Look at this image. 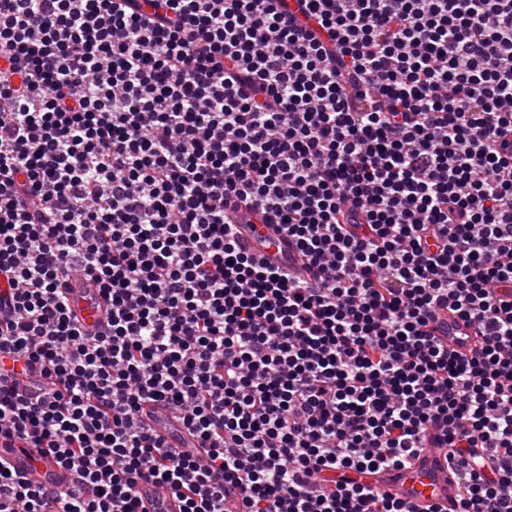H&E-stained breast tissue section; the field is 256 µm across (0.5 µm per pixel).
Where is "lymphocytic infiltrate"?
<instances>
[{"mask_svg":"<svg viewBox=\"0 0 512 512\" xmlns=\"http://www.w3.org/2000/svg\"><path fill=\"white\" fill-rule=\"evenodd\" d=\"M502 289L512 0H0V448L73 476L0 464V512H140L150 480L180 512H412L366 477L429 438L456 512H512ZM227 215L242 230L244 239L249 243L251 252L256 258H271L273 262L292 264L298 261V253L294 243L286 236H270L265 224H238L248 220L253 222V216L248 215L243 208L238 210L228 208ZM269 237V238H268ZM266 242V244H264ZM68 297L77 317L86 325L102 328L105 325V303L95 288H85L80 280H68ZM435 325L439 328L438 336L448 342L450 348L466 352L474 348L476 344V328L473 324L440 310L437 313ZM31 448H14L9 454L12 467L30 483L45 487H58L68 482L70 475L51 457L34 461Z\"/></svg>","mask_w":512,"mask_h":512,"instance_id":"f902f5d3","label":"lymphocytic infiltrate"}]
</instances>
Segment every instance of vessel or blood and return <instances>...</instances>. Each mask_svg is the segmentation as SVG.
Returning a JSON list of instances; mask_svg holds the SVG:
<instances>
[{"label":"vessel or blood","mask_w":512,"mask_h":512,"mask_svg":"<svg viewBox=\"0 0 512 512\" xmlns=\"http://www.w3.org/2000/svg\"><path fill=\"white\" fill-rule=\"evenodd\" d=\"M230 216L234 223L240 224L242 235L256 258H268L284 264L297 261L296 247L287 237L270 235L265 225L250 223L244 210H231ZM68 297L75 314L83 323L104 327L105 303L96 289L83 287L80 281L75 280L71 283ZM436 325L439 336L449 347L461 352L474 348L476 328L473 324L442 310L437 314ZM9 460L20 475L35 485L57 487L70 478L69 473L52 458L36 460L28 450L13 449ZM369 481L380 492L412 505L415 512H429L434 506L440 512H453L461 487L457 475L434 448L426 449L411 466L370 475ZM140 492L148 512H179L178 500L170 495H160L154 484H142Z\"/></svg>","instance_id":"b4317fda"}]
</instances>
